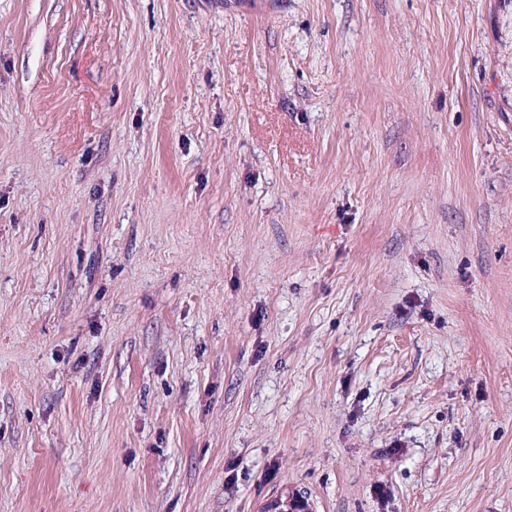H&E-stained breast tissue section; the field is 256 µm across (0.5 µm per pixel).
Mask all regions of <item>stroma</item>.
<instances>
[{
  "instance_id": "stroma-1",
  "label": "stroma",
  "mask_w": 512,
  "mask_h": 512,
  "mask_svg": "<svg viewBox=\"0 0 512 512\" xmlns=\"http://www.w3.org/2000/svg\"><path fill=\"white\" fill-rule=\"evenodd\" d=\"M512 512V0H0V512Z\"/></svg>"
}]
</instances>
